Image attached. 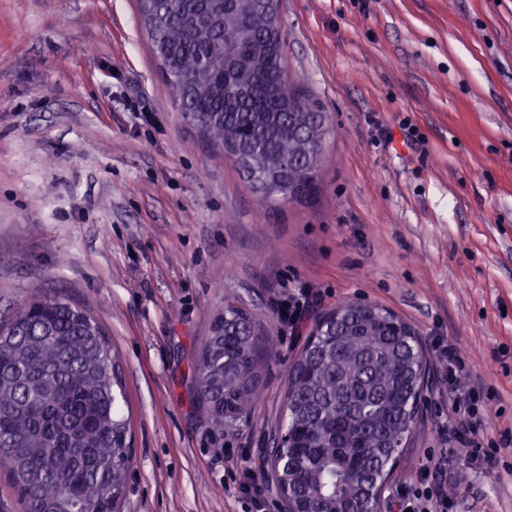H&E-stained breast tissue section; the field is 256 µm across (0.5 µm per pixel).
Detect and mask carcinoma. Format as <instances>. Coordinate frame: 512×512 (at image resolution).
Returning a JSON list of instances; mask_svg holds the SVG:
<instances>
[{
  "label": "carcinoma",
  "mask_w": 512,
  "mask_h": 512,
  "mask_svg": "<svg viewBox=\"0 0 512 512\" xmlns=\"http://www.w3.org/2000/svg\"><path fill=\"white\" fill-rule=\"evenodd\" d=\"M175 106L207 146L269 189L310 199L323 154L320 111L286 75L277 0H137ZM220 20L198 29L203 13ZM273 338L233 305L192 366L212 430L245 414ZM427 359L416 333L379 307L340 303L311 327L291 365L270 459L302 512H377L420 424ZM120 360L100 325L64 297H36L0 328V464L26 512H115L130 456Z\"/></svg>",
  "instance_id": "cac0c4a2"
}]
</instances>
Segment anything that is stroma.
Returning a JSON list of instances; mask_svg holds the SVG:
<instances>
[{
  "instance_id": "stroma-1",
  "label": "stroma",
  "mask_w": 512,
  "mask_h": 512,
  "mask_svg": "<svg viewBox=\"0 0 512 512\" xmlns=\"http://www.w3.org/2000/svg\"><path fill=\"white\" fill-rule=\"evenodd\" d=\"M288 73L330 127L319 189L264 201L177 112L135 0H0V326L62 296L118 354L131 429L118 512H244L314 321L342 302L417 332L433 371L395 488L446 447L435 346L512 435V0H280ZM318 294L297 326L289 294ZM275 338L214 439L189 366L226 304ZM456 512H512V450L450 470ZM436 353L439 361L445 365L448 370V383L457 381L464 371L463 358L460 355L458 347L450 342L443 340L436 345Z\"/></svg>"
}]
</instances>
